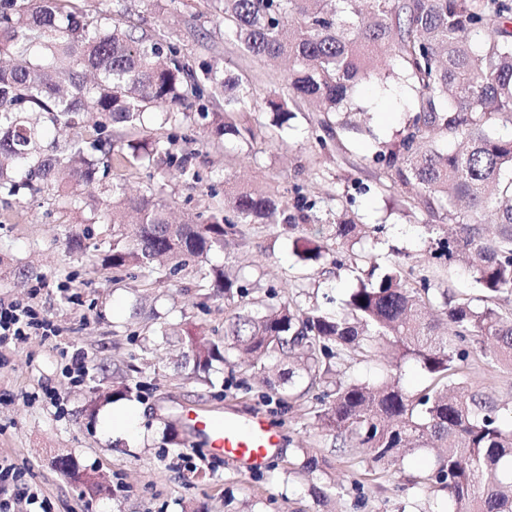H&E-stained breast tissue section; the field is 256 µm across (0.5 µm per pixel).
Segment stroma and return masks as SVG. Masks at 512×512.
<instances>
[{
    "mask_svg": "<svg viewBox=\"0 0 512 512\" xmlns=\"http://www.w3.org/2000/svg\"><path fill=\"white\" fill-rule=\"evenodd\" d=\"M64 11L93 17L107 31L135 26L145 40L175 45L193 69L204 60L220 62L248 90L243 120L254 136L246 143L214 139L194 109L168 123L151 117L144 136L188 156L195 179L163 165L99 174L94 186L74 189L69 198L53 189L20 199L0 193V300L24 299L41 286L37 303L60 329L57 338L34 336L0 349V457L25 471L52 512H447L444 492L410 481L431 467L430 453L386 467L349 453L314 425L315 392L281 400L243 368L219 362L210 384H203L181 339L200 332L223 342L226 319L245 300L339 308L355 285L349 252L336 245L332 221L339 215L363 225L365 248L414 276H429L451 296L479 298L472 275L448 260L447 229L434 228L425 204L392 186L373 160L379 143L403 129L408 91L361 83L351 126L330 130L322 112L299 101L291 128L282 131L266 101L287 93L286 68L251 59L225 41L218 0H66ZM116 183L132 196L153 191L180 224L203 223L218 206L231 216L227 196L263 192L287 202L295 216L311 215L307 232L325 251L318 261L302 263L292 251L295 233L285 225H243L241 234L228 237L225 252L207 259L240 271L243 299L214 295L194 260L174 273L156 266L116 274L104 249L112 240ZM70 346L88 355L76 380L63 354ZM464 371L473 389L512 422V369L473 356ZM119 374L135 388L130 405L141 410L133 436L113 425L112 404L89 408ZM192 406L223 415L261 410L282 430L284 446L253 473L225 459L198 461L202 449L190 445L180 418ZM304 448L328 460L327 474L300 471ZM62 457L75 461L80 479L60 469ZM87 475L102 478V489H88ZM316 486L327 499L313 494Z\"/></svg>",
    "mask_w": 512,
    "mask_h": 512,
    "instance_id": "stroma-1",
    "label": "stroma"
}]
</instances>
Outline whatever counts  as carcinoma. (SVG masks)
Returning a JSON list of instances; mask_svg holds the SVG:
<instances>
[{"label": "carcinoma", "mask_w": 512, "mask_h": 512, "mask_svg": "<svg viewBox=\"0 0 512 512\" xmlns=\"http://www.w3.org/2000/svg\"><path fill=\"white\" fill-rule=\"evenodd\" d=\"M58 0H0V192L24 187H89L99 169L149 167L162 160L187 172L159 140H122L108 130H135L148 105L191 109L205 94L224 93V113L200 109L218 137L251 130L234 118L245 111L242 79L218 62L200 72L173 46L146 43L135 28L104 32L94 22L64 15ZM224 35L255 60H288V97L269 100L276 125L294 118L289 102L312 101L326 125L348 126L363 80L393 76L415 96L400 138L375 153L392 183L416 186L427 205L459 233L448 241V261L460 257L480 286L481 304L413 285L397 262L350 254L357 284L344 306L305 309L289 301L243 306L226 321L224 342L187 334L194 370L235 358L261 376L280 398H294L296 380L318 387L313 418L321 430L350 443L373 461L394 465L407 454L434 452V464L416 482L446 493L448 512H512V425L498 407L472 389L464 374L470 355L512 369V314L499 301L512 296V138L491 133L512 124V0H223ZM98 112L105 122L58 150L45 131L78 124ZM454 144L451 151L441 147ZM27 170L24 183L18 167ZM237 220L216 214L204 224H171L151 194L132 198L112 189L115 234L107 262L121 273L163 260L176 271L189 257L207 259L225 238L253 219L298 228L262 192L229 197ZM356 225L337 218L336 240L350 245ZM322 247L301 235L294 255L316 260ZM203 278L216 294L232 298L240 277L210 266ZM396 367L413 361L428 385L411 394L399 381L336 379L350 358Z\"/></svg>", "instance_id": "carcinoma-1"}]
</instances>
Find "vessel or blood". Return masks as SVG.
<instances>
[{
    "mask_svg": "<svg viewBox=\"0 0 512 512\" xmlns=\"http://www.w3.org/2000/svg\"><path fill=\"white\" fill-rule=\"evenodd\" d=\"M184 418L191 445L209 448L249 472L265 468L282 445L281 432L259 411L237 417L188 410Z\"/></svg>",
    "mask_w": 512,
    "mask_h": 512,
    "instance_id": "obj_1",
    "label": "vessel or blood"
}]
</instances>
